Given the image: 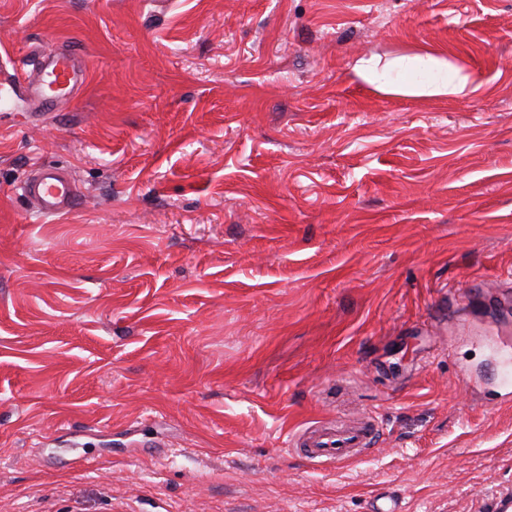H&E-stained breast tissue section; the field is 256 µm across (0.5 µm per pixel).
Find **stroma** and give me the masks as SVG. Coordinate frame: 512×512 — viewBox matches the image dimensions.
I'll return each instance as SVG.
<instances>
[{
    "mask_svg": "<svg viewBox=\"0 0 512 512\" xmlns=\"http://www.w3.org/2000/svg\"><path fill=\"white\" fill-rule=\"evenodd\" d=\"M75 44L42 118L18 62ZM429 49L462 99L353 82ZM84 197L43 218L38 163ZM512 0H0V512H500ZM373 416L341 467L300 429Z\"/></svg>",
    "mask_w": 512,
    "mask_h": 512,
    "instance_id": "1",
    "label": "stroma"
}]
</instances>
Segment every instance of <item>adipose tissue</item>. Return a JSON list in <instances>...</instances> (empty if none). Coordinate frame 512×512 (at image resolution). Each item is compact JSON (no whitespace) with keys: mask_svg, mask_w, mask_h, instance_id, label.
<instances>
[{"mask_svg":"<svg viewBox=\"0 0 512 512\" xmlns=\"http://www.w3.org/2000/svg\"><path fill=\"white\" fill-rule=\"evenodd\" d=\"M351 77L386 95L465 96L477 89L473 75L449 68L446 59L428 51L384 65L375 57H360L351 67Z\"/></svg>","mask_w":512,"mask_h":512,"instance_id":"adipose-tissue-1","label":"adipose tissue"}]
</instances>
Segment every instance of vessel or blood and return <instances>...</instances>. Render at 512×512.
<instances>
[{"mask_svg":"<svg viewBox=\"0 0 512 512\" xmlns=\"http://www.w3.org/2000/svg\"><path fill=\"white\" fill-rule=\"evenodd\" d=\"M86 76L77 50L63 44L38 55L21 79L33 108L47 117L60 101L83 90ZM21 190L33 209L44 216L69 215L83 197L82 187L70 170L44 163L32 167ZM374 431L375 422L370 418L333 426L320 422L297 432L291 447L310 463L338 466L368 450Z\"/></svg>","mask_w":512,"mask_h":512,"instance_id":"1","label":"vessel or blood"}]
</instances>
